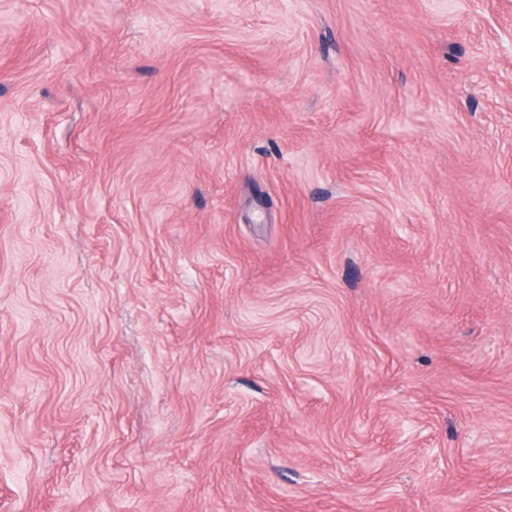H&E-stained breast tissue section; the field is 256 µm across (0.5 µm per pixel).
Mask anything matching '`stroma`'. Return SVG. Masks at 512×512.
Wrapping results in <instances>:
<instances>
[{
	"instance_id": "1",
	"label": "stroma",
	"mask_w": 512,
	"mask_h": 512,
	"mask_svg": "<svg viewBox=\"0 0 512 512\" xmlns=\"http://www.w3.org/2000/svg\"><path fill=\"white\" fill-rule=\"evenodd\" d=\"M0 512H512V0H0Z\"/></svg>"
}]
</instances>
